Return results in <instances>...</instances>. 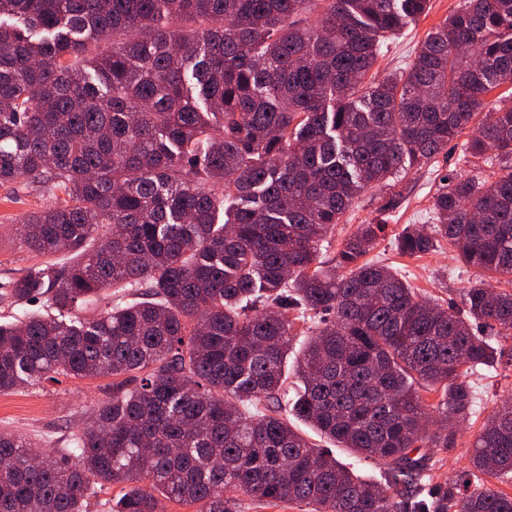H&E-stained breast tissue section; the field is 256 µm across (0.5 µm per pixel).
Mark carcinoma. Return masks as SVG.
Instances as JSON below:
<instances>
[{"label": "carcinoma", "mask_w": 512, "mask_h": 512, "mask_svg": "<svg viewBox=\"0 0 512 512\" xmlns=\"http://www.w3.org/2000/svg\"><path fill=\"white\" fill-rule=\"evenodd\" d=\"M429 0H0V184L55 205L19 228L38 255L7 283L58 316L0 325V393L62 374L121 376L64 447L34 456L0 432V512H242L245 499L306 512H512L470 477L512 476V397L470 466L429 488L474 410L468 373L512 368V292L420 297L364 260L383 224H359L324 266L323 243L360 194L427 164L479 114L468 150L489 181L445 177L434 233L460 260L512 278V0H463L411 67L376 78L382 44ZM112 48L98 43L114 35ZM103 304L100 314L77 312ZM309 324L287 401L293 322ZM440 393L436 404L422 392ZM382 470L372 482L312 446L288 413Z\"/></svg>", "instance_id": "carcinoma-1"}]
</instances>
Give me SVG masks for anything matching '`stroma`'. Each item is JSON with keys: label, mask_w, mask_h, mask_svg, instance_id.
Here are the masks:
<instances>
[{"label": "stroma", "mask_w": 512, "mask_h": 512, "mask_svg": "<svg viewBox=\"0 0 512 512\" xmlns=\"http://www.w3.org/2000/svg\"><path fill=\"white\" fill-rule=\"evenodd\" d=\"M462 6V0H429V10L391 37L377 63L378 76H388L414 61L427 34ZM471 137L463 132L433 162L410 168L393 186L377 185L365 190L349 211L346 223L337 225L322 259L334 258L345 238L359 224H381L385 230L369 259L397 270L424 298L445 304L458 300L464 288L477 279V273L459 262L455 249L439 240L436 249L418 258L401 256L395 239L404 228L431 224L433 196L444 176L453 173L485 177L498 172L500 163L491 156L475 158L466 155L464 144ZM50 198L35 188L20 183L0 185V323L23 318L28 313H47L48 303L40 298L29 303L16 302L4 290L12 277L51 261L66 263L67 253L44 257L20 244L18 226L28 212L49 205ZM115 376L93 378L59 377L38 387L13 393H0V432L12 433L28 440L39 451L63 447L72 433L83 430L88 413L97 403L112 395ZM477 394V405L470 419L460 423L456 448L440 456L431 475L432 485H445L449 479L468 467L473 443L496 402L512 395V371L493 377L471 376Z\"/></svg>", "instance_id": "1"}]
</instances>
